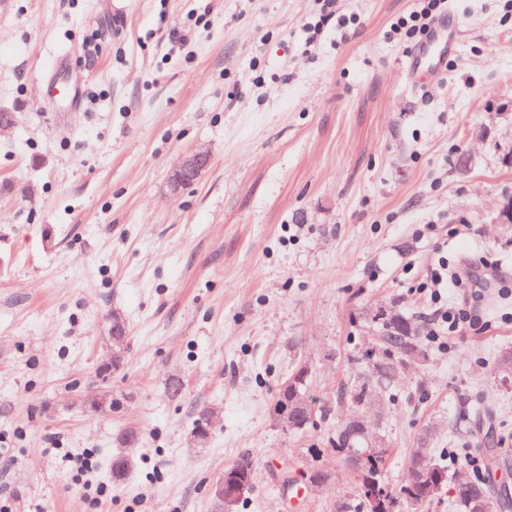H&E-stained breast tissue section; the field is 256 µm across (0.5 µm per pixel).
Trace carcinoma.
I'll return each mask as SVG.
<instances>
[{"label": "carcinoma", "mask_w": 512, "mask_h": 512, "mask_svg": "<svg viewBox=\"0 0 512 512\" xmlns=\"http://www.w3.org/2000/svg\"><path fill=\"white\" fill-rule=\"evenodd\" d=\"M376 330L375 344L366 351L361 360V368L354 376L341 384L337 399L353 406L377 398L386 403L400 382V371L413 359L426 356L427 331H416L417 325L405 313L383 308L379 319L369 317ZM495 374L507 382L512 379V352L499 356ZM311 368L305 361L296 364L288 376V390L278 388L275 403L288 400V429L304 430L315 424L317 416L325 413L322 406L315 407V414L309 415L301 406L310 386ZM334 450L341 455L361 454L366 451L364 440L358 428L347 419L336 427L330 440ZM390 451L389 447L379 448L364 458L361 468L354 469L357 476V498L363 507L371 494L381 492L391 500H400L414 510L432 503L448 484V468L434 454L433 448L417 447L412 460H421L422 466L411 468L404 483L391 487L382 476V465ZM228 478L244 482L253 479L252 463L244 458L235 466L224 471ZM482 497L485 512H512V497L501 494L487 479L477 481L461 480L454 485L455 512H475L476 497Z\"/></svg>", "instance_id": "1"}]
</instances>
